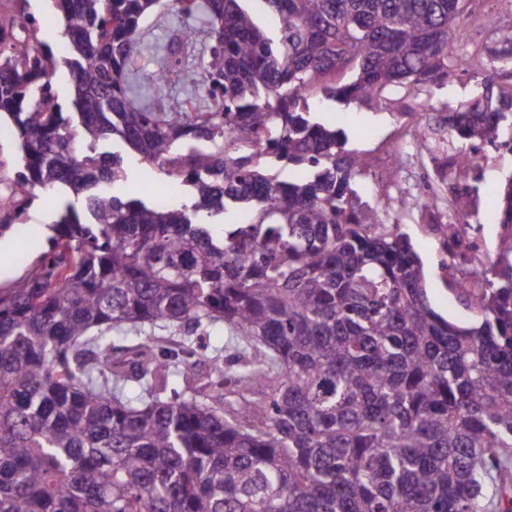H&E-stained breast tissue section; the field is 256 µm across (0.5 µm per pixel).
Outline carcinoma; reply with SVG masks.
Listing matches in <instances>:
<instances>
[{
  "instance_id": "1",
  "label": "carcinoma",
  "mask_w": 512,
  "mask_h": 512,
  "mask_svg": "<svg viewBox=\"0 0 512 512\" xmlns=\"http://www.w3.org/2000/svg\"><path fill=\"white\" fill-rule=\"evenodd\" d=\"M52 2L60 50L0 45L19 154L0 234L35 189L60 202L35 270L0 290V512H512V180L493 193L481 321L458 326L406 234L361 202L345 131L307 103L481 66L451 39L458 0H265L271 34L241 0H180L218 38L207 106L175 112L137 105L130 82L154 0ZM37 20L22 4L10 27ZM194 41L173 39L156 95ZM510 120L512 95L486 80L428 131L461 140L465 165ZM114 138L192 203L110 192ZM219 324L254 351L233 387L217 357L208 390L169 386L194 364L158 360L155 330Z\"/></svg>"
}]
</instances>
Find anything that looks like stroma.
Returning a JSON list of instances; mask_svg holds the SVG:
<instances>
[{"mask_svg": "<svg viewBox=\"0 0 512 512\" xmlns=\"http://www.w3.org/2000/svg\"><path fill=\"white\" fill-rule=\"evenodd\" d=\"M492 14L493 24H485V14ZM467 38L483 46H495L501 37L512 35V0H484L483 10L467 9L462 18ZM187 22L178 0H160L158 6L142 23L143 44L140 59L139 84L143 98H150L152 77L160 61L165 60L174 35ZM213 43L209 35H202L197 44L182 53L181 78L168 88L161 105L174 111L183 101L194 98L200 104L208 102L205 61ZM484 67L472 75L450 76L447 85L439 90L410 91L398 88L387 100L363 101L342 106L325 104L319 117L327 123L343 128L348 136L347 147L369 168L356 185L363 202L379 208L388 198L413 197L425 193L430 181L445 184L471 185L470 193L457 198L454 204L439 202L431 210L401 211L390 209V222L399 224L424 263L428 294L435 310L448 320L467 325L474 321L475 311L467 304L458 286L474 283L478 266H492L498 258L501 226L494 198L486 195L484 184L499 185L512 175V153H487L477 157L470 166L451 161L457 140L444 137L431 143L411 140L406 135L410 123L408 112L418 102L431 100L432 104L445 101L466 105L481 90L486 76H494L495 84L505 92H512V67L491 55H484ZM125 180L114 191L121 196L150 199L160 194L175 204L190 202L187 187L179 181L160 175L151 165L135 154L124 157ZM472 217L480 226V260L448 259L445 253L449 226L458 215ZM57 215L54 191L44 190L30 208L23 228L0 237V253L7 265L0 269V289L14 285L19 278L32 272L41 251L46 248L47 227ZM165 347L185 350L187 358L196 362L197 384L209 381V360L220 357L225 373L238 371L245 359L222 326L194 333L182 330L167 334Z\"/></svg>", "mask_w": 512, "mask_h": 512, "instance_id": "obj_1", "label": "stroma"}]
</instances>
